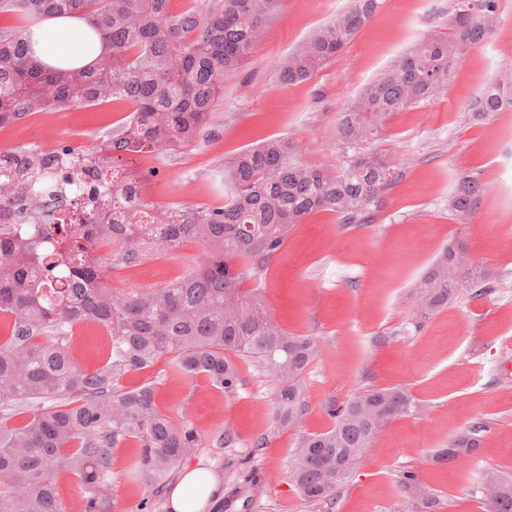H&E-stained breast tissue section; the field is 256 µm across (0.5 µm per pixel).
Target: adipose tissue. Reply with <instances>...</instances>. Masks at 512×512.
Returning a JSON list of instances; mask_svg holds the SVG:
<instances>
[{
	"label": "adipose tissue",
	"instance_id": "ef3b65f1",
	"mask_svg": "<svg viewBox=\"0 0 512 512\" xmlns=\"http://www.w3.org/2000/svg\"><path fill=\"white\" fill-rule=\"evenodd\" d=\"M34 60L52 68L87 69L104 54L106 45L90 23L81 17H47L32 24L26 35ZM216 481L207 471L185 472L171 493L173 512H200L215 491Z\"/></svg>",
	"mask_w": 512,
	"mask_h": 512
}]
</instances>
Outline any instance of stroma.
<instances>
[{
    "label": "stroma",
    "instance_id": "1",
    "mask_svg": "<svg viewBox=\"0 0 512 512\" xmlns=\"http://www.w3.org/2000/svg\"><path fill=\"white\" fill-rule=\"evenodd\" d=\"M350 0H282L249 56L224 76V96L198 138L163 154L128 153L127 169L146 173L144 197L157 205H217L226 158L270 138H285L300 159L339 170L353 151L336 136L337 124L360 89L410 47L450 34L454 0H380L346 50L309 80L289 84L279 73L288 53ZM499 21L458 58L438 99L393 114L380 144L398 177L372 224H344L315 211L294 225L263 275L264 299L275 322L294 334L320 337L322 354L306 372L301 431L274 423L276 384L249 361L225 394L203 377L184 376L171 357L122 374L126 390L153 387L158 407L185 416L199 446L183 469H204L219 482L260 469L261 488L248 512H410L399 489L414 473L433 497L429 512H483L480 487L490 477H512V110L474 119L470 105L497 75L512 70V0H498ZM132 110L110 100L40 112L0 127V150L98 149ZM477 177L492 192L477 212L458 221L448 197L459 178ZM463 244L475 266L492 270L496 286L477 297L462 290L448 308L414 326L416 282L437 254ZM190 243L164 260L108 273V286L159 287L183 275L200 255ZM107 338L96 324L77 326L70 342L76 362L98 370ZM367 387H397L423 403L420 417L390 421L333 498L310 503L289 484L288 461L299 432L333 423L330 404ZM484 423L480 445L467 461H437L457 433ZM231 433L235 442L218 439ZM265 439L255 449L257 439ZM138 450L130 441L112 451L109 512H171V476L161 497L130 481Z\"/></svg>",
    "mask_w": 512,
    "mask_h": 512
}]
</instances>
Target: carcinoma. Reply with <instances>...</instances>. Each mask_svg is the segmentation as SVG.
Returning a JSON list of instances; mask_svg holds the SVG:
<instances>
[{"label": "carcinoma", "instance_id": "cac0c4a2", "mask_svg": "<svg viewBox=\"0 0 512 512\" xmlns=\"http://www.w3.org/2000/svg\"><path fill=\"white\" fill-rule=\"evenodd\" d=\"M169 0H0V14L31 20L53 14L85 17L109 50L87 72L45 67L29 55L25 28L0 29V126L38 112L90 107L109 99L133 110L112 131L103 156L86 159L106 171L99 194L55 219L36 216L39 202L60 191L63 168L79 174L70 152L19 148L0 153V211L25 204L30 220L0 227V316L13 321V336L0 345V409L21 402L30 419L0 424V512H66L56 480L76 476L88 493L84 512H109L103 494L112 479L110 449L134 439L139 453L133 480L154 492L165 487L198 447L184 416L161 411L150 387L125 391L118 376L149 367L163 356L189 378L204 377L225 393L239 383L233 358L250 359L277 381L275 424L295 429L304 413L305 376L322 351L315 336L281 329L261 289L240 288L259 277L288 232L314 210L338 214L344 224H372L384 194L396 181L391 161L361 148L382 136L386 120L442 95L452 73L448 52L484 41L497 22V0H455L451 36L427 38L402 54L366 85L338 127L341 141L359 148L332 174L298 159L297 146L274 138L224 160V202L219 206H161L143 199V173L120 164L124 152H155L193 142L224 93V73L251 52L280 0H205V7L173 13ZM379 7L378 0H350L281 66V78L303 82L341 54ZM512 108V72L487 84L471 104L484 119ZM492 186L464 176L448 196L460 220L475 214ZM112 251L90 255L97 240ZM202 246L194 266L162 288L118 291L105 284V269L137 266L153 254L175 252L183 242ZM495 277L473 267L466 248L452 245L416 284L419 318L448 306L460 289L482 296ZM93 322L109 340L108 359L83 369L69 344L75 325ZM424 407L401 388L368 387L330 409L331 428L299 435L288 480L307 501L335 495L372 447L382 427L416 417ZM480 426L455 436L437 453L462 462L478 445ZM258 470L227 484L215 512L252 504ZM400 491L412 512L430 507L412 472ZM484 512H512V479L490 481Z\"/></svg>", "mask_w": 512, "mask_h": 512}]
</instances>
